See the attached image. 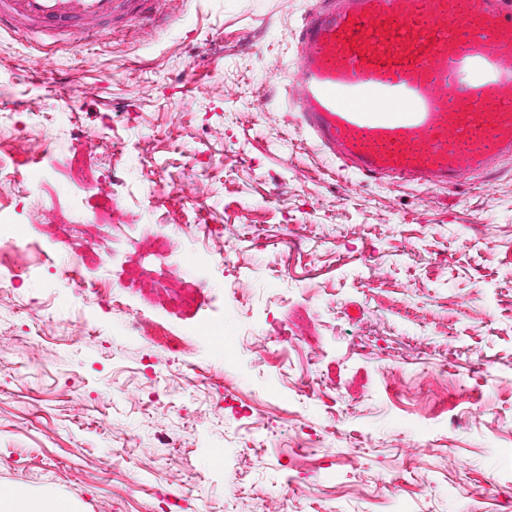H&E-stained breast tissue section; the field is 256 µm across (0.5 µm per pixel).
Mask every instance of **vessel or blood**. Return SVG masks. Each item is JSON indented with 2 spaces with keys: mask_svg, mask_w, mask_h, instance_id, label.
Instances as JSON below:
<instances>
[{
  "mask_svg": "<svg viewBox=\"0 0 512 512\" xmlns=\"http://www.w3.org/2000/svg\"><path fill=\"white\" fill-rule=\"evenodd\" d=\"M145 3L0 0V32L86 45ZM297 42V123L357 171L453 185L512 156V0H323Z\"/></svg>",
  "mask_w": 512,
  "mask_h": 512,
  "instance_id": "obj_1",
  "label": "vessel or blood"
}]
</instances>
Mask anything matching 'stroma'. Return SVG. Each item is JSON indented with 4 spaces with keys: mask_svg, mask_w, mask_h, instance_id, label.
<instances>
[{
    "mask_svg": "<svg viewBox=\"0 0 512 512\" xmlns=\"http://www.w3.org/2000/svg\"><path fill=\"white\" fill-rule=\"evenodd\" d=\"M317 5L153 0L47 60L0 34V233L31 244L0 483L79 512H512V158L452 186L341 169L274 78ZM194 278L207 304L174 301Z\"/></svg>",
    "mask_w": 512,
    "mask_h": 512,
    "instance_id": "1",
    "label": "stroma"
}]
</instances>
